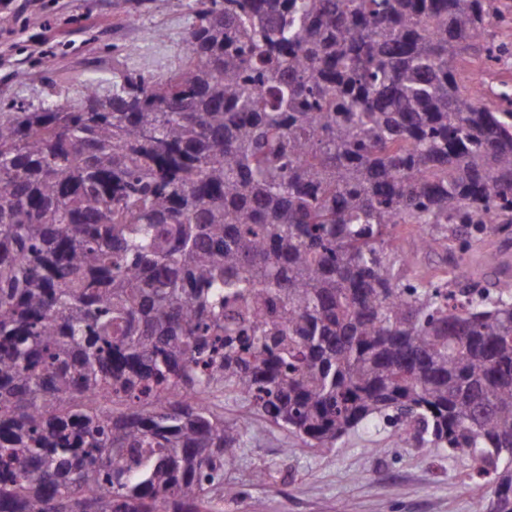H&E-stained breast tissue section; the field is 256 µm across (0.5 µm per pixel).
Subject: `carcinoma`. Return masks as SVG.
<instances>
[{
    "label": "carcinoma",
    "instance_id": "1",
    "mask_svg": "<svg viewBox=\"0 0 512 512\" xmlns=\"http://www.w3.org/2000/svg\"><path fill=\"white\" fill-rule=\"evenodd\" d=\"M185 67L0 108V512H224L230 389L310 448L397 427L512 512V0H195ZM484 100L488 104L498 103V94L505 90L512 92V68L498 66L487 70L484 76ZM211 408L218 414L224 415V423L234 424L246 415L247 403L230 393H215L208 399Z\"/></svg>",
    "mask_w": 512,
    "mask_h": 512
}]
</instances>
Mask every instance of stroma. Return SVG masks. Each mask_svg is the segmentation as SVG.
Here are the masks:
<instances>
[{
  "instance_id": "35a3bbf8",
  "label": "stroma",
  "mask_w": 512,
  "mask_h": 512,
  "mask_svg": "<svg viewBox=\"0 0 512 512\" xmlns=\"http://www.w3.org/2000/svg\"><path fill=\"white\" fill-rule=\"evenodd\" d=\"M18 15L0 0V106L63 104L100 94L128 72L166 79L184 63L194 0H41ZM274 479L256 484L257 470ZM459 450L441 454L391 431H358L323 452L252 418L225 483L224 512H473L488 487Z\"/></svg>"
}]
</instances>
